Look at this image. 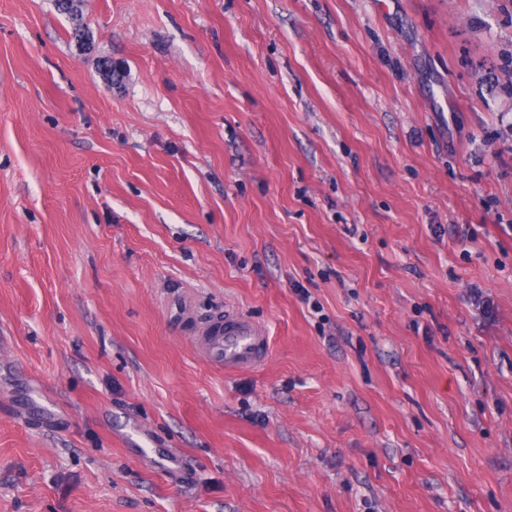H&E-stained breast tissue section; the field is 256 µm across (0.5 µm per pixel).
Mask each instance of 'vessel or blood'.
<instances>
[{"mask_svg":"<svg viewBox=\"0 0 512 512\" xmlns=\"http://www.w3.org/2000/svg\"><path fill=\"white\" fill-rule=\"evenodd\" d=\"M204 344L211 361L233 370L258 366L269 348L264 329L244 316L230 313L206 331Z\"/></svg>","mask_w":512,"mask_h":512,"instance_id":"1","label":"vessel or blood"}]
</instances>
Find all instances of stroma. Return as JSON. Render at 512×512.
Instances as JSON below:
<instances>
[{
  "label": "stroma",
  "mask_w": 512,
  "mask_h": 512,
  "mask_svg": "<svg viewBox=\"0 0 512 512\" xmlns=\"http://www.w3.org/2000/svg\"><path fill=\"white\" fill-rule=\"evenodd\" d=\"M80 22L0 0V512H512V0ZM205 336L203 341L209 359L224 364L226 369L256 367L268 353L264 329L238 314H224V322L211 326Z\"/></svg>",
  "instance_id": "stroma-1"
}]
</instances>
